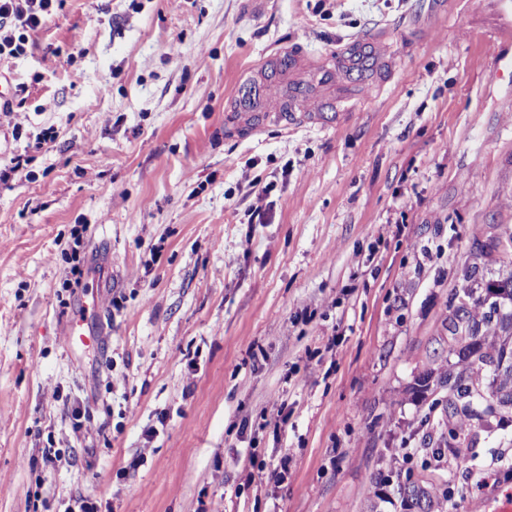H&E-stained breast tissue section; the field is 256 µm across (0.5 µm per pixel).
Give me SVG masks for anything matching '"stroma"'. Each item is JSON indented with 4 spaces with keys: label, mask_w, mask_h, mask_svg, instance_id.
Returning <instances> with one entry per match:
<instances>
[{
    "label": "stroma",
    "mask_w": 512,
    "mask_h": 512,
    "mask_svg": "<svg viewBox=\"0 0 512 512\" xmlns=\"http://www.w3.org/2000/svg\"><path fill=\"white\" fill-rule=\"evenodd\" d=\"M35 41L0 62V164L30 158L0 184V512H402L408 477L496 512L512 422L435 467L415 383L512 277V5L62 0ZM371 41L378 91L319 90L340 125L236 115L267 59Z\"/></svg>",
    "instance_id": "obj_1"
}]
</instances>
